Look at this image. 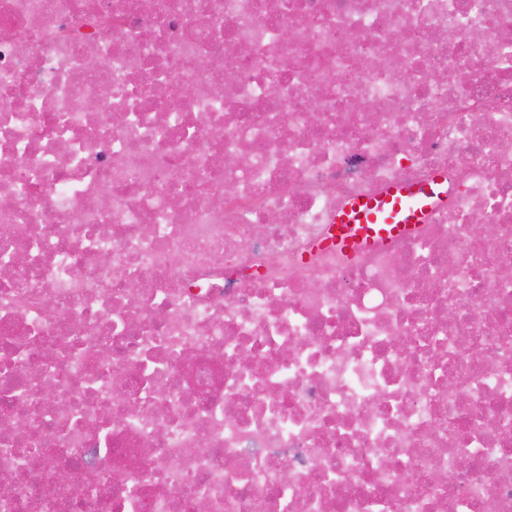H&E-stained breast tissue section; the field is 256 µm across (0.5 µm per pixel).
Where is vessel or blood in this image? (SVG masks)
<instances>
[{
    "mask_svg": "<svg viewBox=\"0 0 512 512\" xmlns=\"http://www.w3.org/2000/svg\"><path fill=\"white\" fill-rule=\"evenodd\" d=\"M446 190L442 177L437 175L419 186L391 187L376 198H354L337 214L330 243L350 252L407 234L423 222Z\"/></svg>",
    "mask_w": 512,
    "mask_h": 512,
    "instance_id": "1",
    "label": "vessel or blood"
}]
</instances>
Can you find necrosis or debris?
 Instances as JSON below:
<instances>
[{"label":"necrosis or debris","mask_w":512,"mask_h":512,"mask_svg":"<svg viewBox=\"0 0 512 512\" xmlns=\"http://www.w3.org/2000/svg\"><path fill=\"white\" fill-rule=\"evenodd\" d=\"M506 261L512 0H0V512H512ZM447 185L441 175L419 185L392 186L385 194L356 197L336 214V229L330 245L344 252L359 246L369 247L412 231L433 209Z\"/></svg>","instance_id":"obj_1"}]
</instances>
